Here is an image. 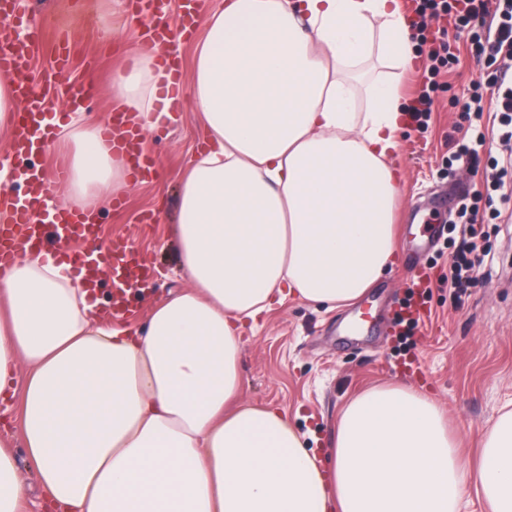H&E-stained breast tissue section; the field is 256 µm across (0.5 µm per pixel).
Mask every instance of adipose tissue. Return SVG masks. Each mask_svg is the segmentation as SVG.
<instances>
[{"label":"adipose tissue","mask_w":512,"mask_h":512,"mask_svg":"<svg viewBox=\"0 0 512 512\" xmlns=\"http://www.w3.org/2000/svg\"><path fill=\"white\" fill-rule=\"evenodd\" d=\"M190 98L208 135L179 188L187 289L147 330L101 315L67 262L28 248L0 276V394L55 512H512V411L478 463L437 402L400 384L341 411L326 455L278 408L237 403L241 329L286 298L359 299L394 262L404 107L413 62L398 0H221L201 20ZM159 44L112 72V100L145 130ZM391 76L365 79L371 62ZM70 203L89 211L136 183L83 111L60 126ZM23 386H16L19 368ZM0 438V512L31 488Z\"/></svg>","instance_id":"1"}]
</instances>
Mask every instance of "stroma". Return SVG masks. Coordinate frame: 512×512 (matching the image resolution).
I'll return each instance as SVG.
<instances>
[{"label": "stroma", "instance_id": "obj_1", "mask_svg": "<svg viewBox=\"0 0 512 512\" xmlns=\"http://www.w3.org/2000/svg\"><path fill=\"white\" fill-rule=\"evenodd\" d=\"M445 25L443 19H428L426 42H412L415 61L401 77L404 101L412 100L430 65L428 40ZM0 29L35 34L40 51L32 69L38 76L52 69L57 39L65 37L69 65L44 106L50 116H63L70 91L93 85L84 110L101 126L112 120L113 70L146 44L142 25L126 10L113 8L112 0H29L26 21L0 18ZM457 55L458 64L442 68L437 77L429 119L401 132L398 251L392 269L350 304L331 309L289 297L243 330L240 402L280 406L300 431H317L320 449H327L343 406L370 386L401 383L429 395L445 409L461 452L471 457L479 455L484 432L502 407L512 404V217L485 225L493 260L456 305L448 295L446 257L461 233L423 246L422 226L408 212L410 200L424 202L454 185L479 181L451 161L452 146L466 131L458 103L467 99L473 74L466 37H459ZM142 141L152 175L123 196L122 207L105 205L97 224L101 242L124 238L150 264L149 292L131 300L141 329L170 291L189 285L175 251L177 192L185 165L204 148L206 134L185 99L173 120L144 132ZM411 259L431 286L423 296L425 313L404 341L387 335L386 322L394 298L408 292Z\"/></svg>", "mask_w": 512, "mask_h": 512}]
</instances>
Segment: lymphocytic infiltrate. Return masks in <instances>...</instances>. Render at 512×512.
<instances>
[{
	"label": "lymphocytic infiltrate",
	"instance_id": "1",
	"mask_svg": "<svg viewBox=\"0 0 512 512\" xmlns=\"http://www.w3.org/2000/svg\"><path fill=\"white\" fill-rule=\"evenodd\" d=\"M414 13V34H422L429 16L446 18L454 30L428 51L432 64L424 70L410 108L414 123L430 115L440 69L457 59L454 34L467 33L472 46L475 76L471 94L460 107L467 129L455 142L453 155L470 169L482 171L483 179L458 206L466 241L448 263V293L457 301L475 283L489 255L478 224L484 223L486 214L497 217L512 208V82L495 67L498 59L512 58V0H414ZM488 104L498 116L492 126L484 122Z\"/></svg>",
	"mask_w": 512,
	"mask_h": 512
}]
</instances>
